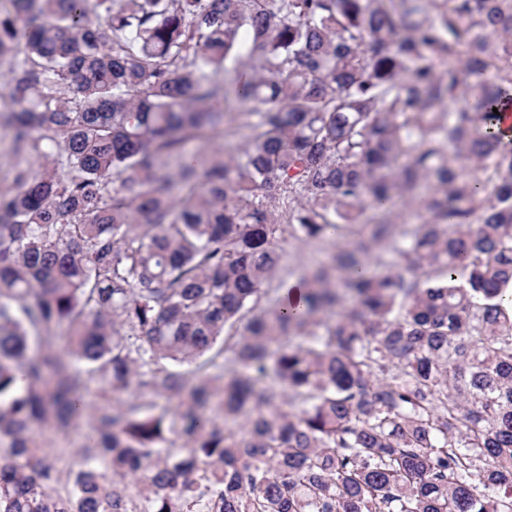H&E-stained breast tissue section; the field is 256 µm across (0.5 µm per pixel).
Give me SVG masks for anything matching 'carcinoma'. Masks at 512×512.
Returning a JSON list of instances; mask_svg holds the SVG:
<instances>
[{
	"instance_id": "obj_1",
	"label": "carcinoma",
	"mask_w": 512,
	"mask_h": 512,
	"mask_svg": "<svg viewBox=\"0 0 512 512\" xmlns=\"http://www.w3.org/2000/svg\"><path fill=\"white\" fill-rule=\"evenodd\" d=\"M0 65V512H512V0H0ZM336 239H326L315 243L287 239L282 244L284 262L290 268H299L321 259L327 252L332 251Z\"/></svg>"
}]
</instances>
